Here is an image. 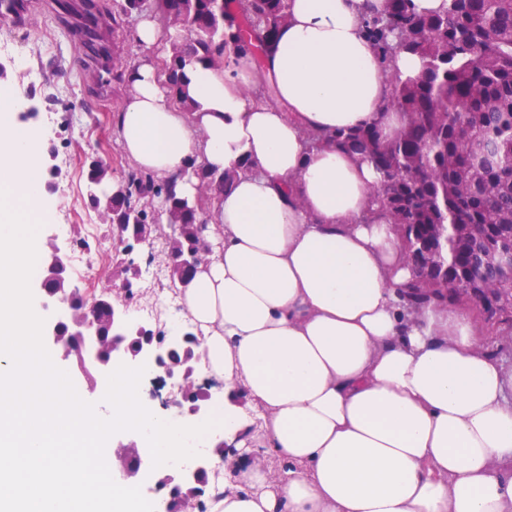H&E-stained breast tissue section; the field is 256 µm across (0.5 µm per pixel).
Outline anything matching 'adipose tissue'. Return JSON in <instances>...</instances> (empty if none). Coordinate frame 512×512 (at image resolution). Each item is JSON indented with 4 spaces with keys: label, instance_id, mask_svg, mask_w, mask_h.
I'll return each mask as SVG.
<instances>
[{
    "label": "adipose tissue",
    "instance_id": "obj_1",
    "mask_svg": "<svg viewBox=\"0 0 512 512\" xmlns=\"http://www.w3.org/2000/svg\"><path fill=\"white\" fill-rule=\"evenodd\" d=\"M384 0H290L261 60L229 49L191 72L192 106L150 63L126 73L116 143L139 170L192 196L188 163L233 172L207 210L212 253L175 292L224 385L209 416L160 426L135 368L113 372V423L152 427L160 461L191 440L241 450L209 512H512V370L482 347L469 309L408 312L402 241L365 157L309 134L402 122L392 73L362 26ZM260 87L270 101H255Z\"/></svg>",
    "mask_w": 512,
    "mask_h": 512
}]
</instances>
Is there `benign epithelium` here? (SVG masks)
<instances>
[{
    "label": "benign epithelium",
    "instance_id": "7a95c632",
    "mask_svg": "<svg viewBox=\"0 0 512 512\" xmlns=\"http://www.w3.org/2000/svg\"><path fill=\"white\" fill-rule=\"evenodd\" d=\"M69 256L65 249L52 243L43 256L46 278L40 283L42 294L52 304L64 309V315L45 327V338L61 349V357L68 361L76 356L86 360L97 373L106 378L112 360L118 359L133 367L150 363L161 369V379L177 390L178 397L161 401L164 407L175 406L180 413L202 416L210 407L211 386L197 383L193 375L196 364L204 356L200 343L194 342L190 359L173 360L175 342H165L150 328L130 322L118 309L112 307V352L105 355L104 342L93 319L77 310L64 289L48 287V279L61 269L68 268ZM112 455V477L121 482L139 485L156 495L155 512H193L196 506L199 477L215 467L225 472L234 471L239 451L220 440L214 448L187 465H171L164 469L152 468V458L142 448V437L132 436L117 440L108 449Z\"/></svg>",
    "mask_w": 512,
    "mask_h": 512
}]
</instances>
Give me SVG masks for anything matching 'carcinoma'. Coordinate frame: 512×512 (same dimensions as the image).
Segmentation results:
<instances>
[{
    "mask_svg": "<svg viewBox=\"0 0 512 512\" xmlns=\"http://www.w3.org/2000/svg\"><path fill=\"white\" fill-rule=\"evenodd\" d=\"M145 0H82L83 25L74 32L88 59L109 58L123 79L125 69L112 38L144 10ZM289 0H154L171 35L167 89L183 101L187 71L196 64L224 62L234 45L255 51L251 38L268 42L288 20ZM383 13L364 20L363 30L386 64L400 52L418 56L420 74L391 76L388 107L403 123L391 135L376 126L314 135L331 145L365 155L382 174L376 201L398 225L406 252L426 249L448 266L454 286L448 293L423 264L408 286L407 300L468 303L490 325L512 329V278L497 256L512 250V0H449L441 13L418 10L414 0H387ZM87 177L103 182L90 205L125 221L113 229L117 250L128 256L133 242L151 234L166 241L165 262L172 282L194 272L187 252L203 245L208 231L203 199L221 192L231 174L188 164L181 177L197 181L195 202L172 188L156 191L148 173L130 170L112 180L99 159Z\"/></svg>",
    "mask_w": 512,
    "mask_h": 512,
    "instance_id": "cac0c4a2",
    "label": "carcinoma"
}]
</instances>
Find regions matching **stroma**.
Instances as JSON below:
<instances>
[{"label":"stroma","mask_w":512,"mask_h":512,"mask_svg":"<svg viewBox=\"0 0 512 512\" xmlns=\"http://www.w3.org/2000/svg\"><path fill=\"white\" fill-rule=\"evenodd\" d=\"M136 19H129L116 40V51L126 66L153 61L165 68L171 50L169 45L149 47L135 37ZM25 45L29 50L30 71L22 75L18 85L22 94L31 95L36 108L33 121L38 129L41 148L52 153L57 169V189L46 196L39 217L42 238L49 239L59 224H70L71 239L62 243L70 260L86 258L93 269L91 279L96 291L112 288L118 278L112 264L114 242L108 223L99 211L91 210L90 184L86 172L95 158L106 161L113 178L131 169V162L119 150L113 133L114 117L121 111L126 94L119 80L93 87L83 79L82 54L68 30L59 27L49 11L35 9L31 21L24 26L0 22V32ZM90 213L94 228L70 221L73 212ZM89 239L90 252L74 246V236Z\"/></svg>","instance_id":"stroma-1"}]
</instances>
